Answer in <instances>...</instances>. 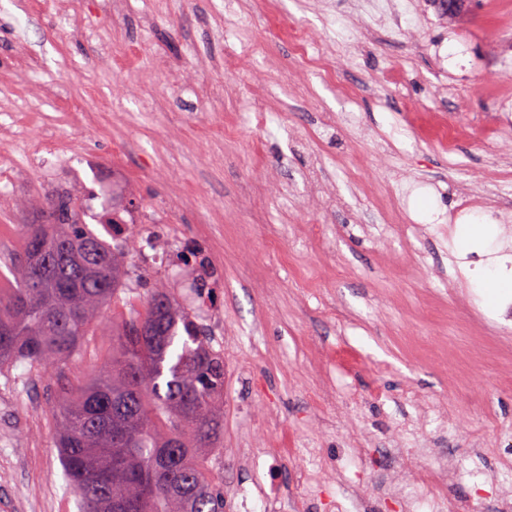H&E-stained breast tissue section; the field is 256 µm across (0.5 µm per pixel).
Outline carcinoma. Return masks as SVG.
<instances>
[{
  "label": "carcinoma",
  "mask_w": 512,
  "mask_h": 512,
  "mask_svg": "<svg viewBox=\"0 0 512 512\" xmlns=\"http://www.w3.org/2000/svg\"><path fill=\"white\" fill-rule=\"evenodd\" d=\"M137 202L112 197V223ZM45 224L26 225L13 259L15 287L0 289V367H48L72 356L108 304H124L112 361L54 406L57 451L81 512H224L207 466L224 435V353L206 328L156 281L130 292L127 255L136 232L113 244L85 229L67 192L47 203ZM141 324L147 336H135Z\"/></svg>",
  "instance_id": "carcinoma-1"
}]
</instances>
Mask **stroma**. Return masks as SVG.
<instances>
[{
  "label": "stroma",
  "instance_id": "1",
  "mask_svg": "<svg viewBox=\"0 0 512 512\" xmlns=\"http://www.w3.org/2000/svg\"><path fill=\"white\" fill-rule=\"evenodd\" d=\"M112 2L0 0V286L52 195L97 209L122 183L139 221L218 264L224 512H406L388 486L443 463L457 480L429 498L500 512L512 291L481 284L512 282V234L481 210L443 228L466 194L512 211V0L448 23L426 0ZM482 255L449 289L450 257ZM111 358L107 317L52 371L0 376V512H78L50 409ZM279 24L308 61L323 66V58L318 53L315 56L308 54V49L313 48L312 45L315 41V37L309 29H305L298 21H288V18L281 20Z\"/></svg>",
  "mask_w": 512,
  "mask_h": 512
}]
</instances>
